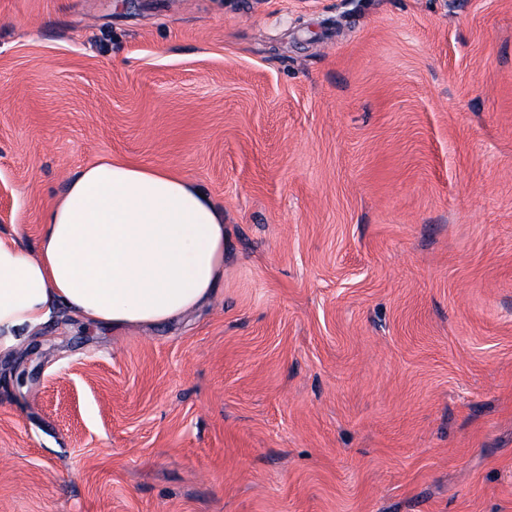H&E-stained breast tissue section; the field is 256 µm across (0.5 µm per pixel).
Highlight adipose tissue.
Segmentation results:
<instances>
[{
	"instance_id": "1",
	"label": "adipose tissue",
	"mask_w": 512,
	"mask_h": 512,
	"mask_svg": "<svg viewBox=\"0 0 512 512\" xmlns=\"http://www.w3.org/2000/svg\"><path fill=\"white\" fill-rule=\"evenodd\" d=\"M224 280V211L168 171L100 162L69 183L36 254L0 235V351L53 308L121 331L172 322Z\"/></svg>"
}]
</instances>
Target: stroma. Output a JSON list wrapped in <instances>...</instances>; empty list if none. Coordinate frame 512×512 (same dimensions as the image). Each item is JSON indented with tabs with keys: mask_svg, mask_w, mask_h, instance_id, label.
Listing matches in <instances>:
<instances>
[{
	"mask_svg": "<svg viewBox=\"0 0 512 512\" xmlns=\"http://www.w3.org/2000/svg\"><path fill=\"white\" fill-rule=\"evenodd\" d=\"M102 160L224 285L0 353V512H512V0H0V234Z\"/></svg>",
	"mask_w": 512,
	"mask_h": 512,
	"instance_id": "obj_1",
	"label": "stroma"
}]
</instances>
